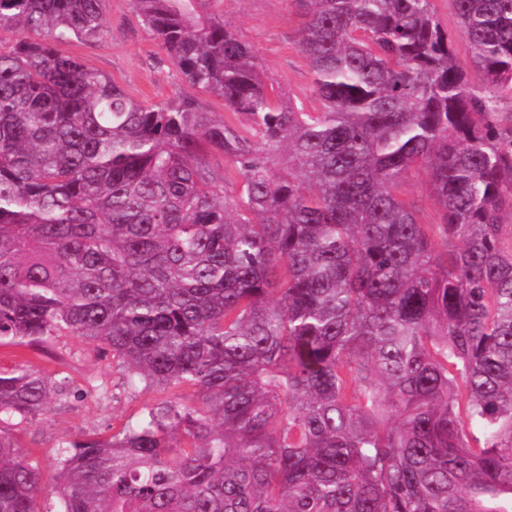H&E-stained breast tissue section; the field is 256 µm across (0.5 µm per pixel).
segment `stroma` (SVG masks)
Segmentation results:
<instances>
[{
    "instance_id": "35a3bbf8",
    "label": "stroma",
    "mask_w": 512,
    "mask_h": 512,
    "mask_svg": "<svg viewBox=\"0 0 512 512\" xmlns=\"http://www.w3.org/2000/svg\"><path fill=\"white\" fill-rule=\"evenodd\" d=\"M301 11L298 0H224L225 22L253 44L275 88L306 105L312 76L298 46ZM106 16L103 41L64 42L59 51L110 76L139 101H173L191 92L141 23L131 0H108ZM21 362L66 380L71 390L67 403L52 405L36 421L16 419L1 429L39 469L42 493L36 503L38 512H57L58 444L110 436L167 395L127 389L115 370L111 351L65 332L35 347L0 346V368Z\"/></svg>"
}]
</instances>
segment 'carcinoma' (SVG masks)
Returning <instances> with one entry per match:
<instances>
[{"mask_svg": "<svg viewBox=\"0 0 512 512\" xmlns=\"http://www.w3.org/2000/svg\"><path fill=\"white\" fill-rule=\"evenodd\" d=\"M106 2L0 0V345L66 331L194 399L59 444L61 512H512V0H452L454 33L432 0H300L312 110L223 0H132L248 136L60 53ZM68 395L1 370L0 424ZM40 493L0 429V512ZM404 192L415 197L425 199L424 214L421 215L422 222H432L436 218L437 208L432 200L427 199V187L425 183V175L422 170L413 171L408 175L402 186Z\"/></svg>", "mask_w": 512, "mask_h": 512, "instance_id": "obj_1", "label": "carcinoma"}]
</instances>
